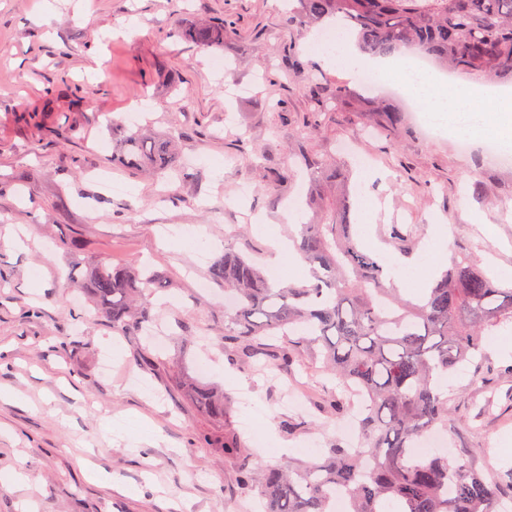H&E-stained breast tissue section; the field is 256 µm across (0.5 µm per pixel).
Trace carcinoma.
Instances as JSON below:
<instances>
[{
	"instance_id": "carcinoma-1",
	"label": "carcinoma",
	"mask_w": 512,
	"mask_h": 512,
	"mask_svg": "<svg viewBox=\"0 0 512 512\" xmlns=\"http://www.w3.org/2000/svg\"><path fill=\"white\" fill-rule=\"evenodd\" d=\"M297 19L313 27L339 16L360 53L388 57L411 47L445 71L512 80V0H297ZM201 46H222L224 20L176 29ZM306 84L317 110L331 111L344 88ZM385 126L398 130L403 112L378 102ZM135 174L163 175L180 164L172 138L130 130L115 144ZM299 155L312 171L308 206L293 247L309 267L305 282L278 284L231 244L210 267L235 309L224 313V351L256 366L286 369L305 353L350 400L365 397L359 445L336 442L315 461L278 468L241 467L242 489L265 501L264 512H331L330 493L344 490L349 512H495L497 489L470 459L414 457L409 448L433 431L455 427L441 385L448 371L484 353L488 337L512 326V285L477 268L465 255L417 296L393 287L388 260L365 249L353 232L349 198L325 192L348 176ZM72 283L88 285L97 311L122 331L155 320L143 300L160 288L156 275L70 247ZM198 407L224 418L225 400L211 386H192Z\"/></svg>"
}]
</instances>
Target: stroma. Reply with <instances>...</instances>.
Returning <instances> with one entry per match:
<instances>
[{
    "label": "stroma",
    "mask_w": 512,
    "mask_h": 512,
    "mask_svg": "<svg viewBox=\"0 0 512 512\" xmlns=\"http://www.w3.org/2000/svg\"><path fill=\"white\" fill-rule=\"evenodd\" d=\"M41 2L0 0V512H258L237 487L241 462L312 458L350 410L331 406L332 385L308 357L270 377L228 362L224 288L209 276L225 242L274 278L303 281L267 261L271 238L295 230L286 214L307 191L309 171L292 156L303 145L340 166L369 159L376 176L357 193L383 212L357 238L419 262L396 279L402 293L426 288L454 254L508 283L512 165L415 111L388 131L375 89L315 57L317 29L290 24L286 0H51L45 15ZM215 17L232 26L223 47L173 33ZM289 54L345 86L335 110L316 115ZM214 57L228 75L211 70ZM137 107L147 130L178 138L186 176L140 177L113 157ZM274 168L286 178L272 186ZM105 175L121 194L103 190ZM441 224L452 233L445 256L432 248ZM75 239L161 278L153 301L169 335L121 334L89 290L70 287ZM498 341L445 381L448 445L490 479L512 468V327ZM192 378L223 391L224 419L197 408L183 387ZM287 416L298 430L281 428ZM231 437L243 460L225 457ZM21 470L32 477L23 488L12 482Z\"/></svg>",
    "instance_id": "1"
}]
</instances>
